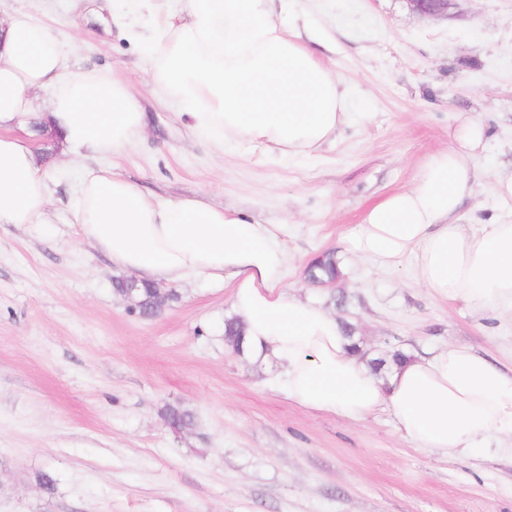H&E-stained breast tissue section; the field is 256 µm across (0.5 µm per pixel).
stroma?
Masks as SVG:
<instances>
[{"label":"stroma","mask_w":512,"mask_h":512,"mask_svg":"<svg viewBox=\"0 0 512 512\" xmlns=\"http://www.w3.org/2000/svg\"><path fill=\"white\" fill-rule=\"evenodd\" d=\"M117 1L0 0L1 17L26 11L76 45L77 66L113 73L137 99L144 134L102 164L152 195L202 194L287 225L288 287L337 308L368 357L456 343L512 367L511 313L432 295L412 259L388 271L345 250L467 115L490 148L471 161L457 220H512L496 193L512 171V0H451L442 19L407 0H294L275 23L352 92L356 114L316 157L288 161L194 137L147 83L149 45L178 0ZM84 164L51 167L50 223L0 224V512H512L511 439L440 455L404 440L389 412L354 423L288 401L225 345L222 286L169 282L161 313L131 312L112 293L120 270L72 222ZM324 252L346 275L306 282ZM177 404L195 416L180 432L162 416Z\"/></svg>","instance_id":"35a3bbf8"}]
</instances>
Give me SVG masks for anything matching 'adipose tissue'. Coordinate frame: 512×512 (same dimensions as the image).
<instances>
[{
  "label": "adipose tissue",
  "instance_id": "1",
  "mask_svg": "<svg viewBox=\"0 0 512 512\" xmlns=\"http://www.w3.org/2000/svg\"><path fill=\"white\" fill-rule=\"evenodd\" d=\"M271 0H184L154 46L148 73L189 130L217 148L262 145L310 157L350 118L340 81L271 17ZM46 26L19 11L0 21V224H45L48 167L30 141L35 90L53 91L44 118L61 155L80 154L72 220L112 263L140 280H207L230 290L253 362L288 401L363 420L380 410L401 436L435 453L466 454L490 435L512 437V371L459 344L410 356L374 374L350 347L342 320L292 294L283 224H263L201 197L165 199L96 165L132 144L146 115L120 81L81 69ZM484 125L462 118L447 150L413 187L375 204L347 238V251L387 269L415 260L419 285L477 310L512 311V221L460 224L474 185L469 160L485 150Z\"/></svg>",
  "mask_w": 512,
  "mask_h": 512
}]
</instances>
